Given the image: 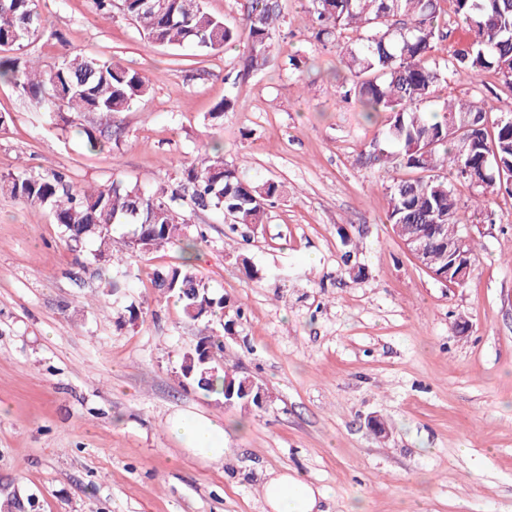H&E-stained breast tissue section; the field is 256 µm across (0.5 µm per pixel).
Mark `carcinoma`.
<instances>
[{"mask_svg":"<svg viewBox=\"0 0 512 512\" xmlns=\"http://www.w3.org/2000/svg\"><path fill=\"white\" fill-rule=\"evenodd\" d=\"M124 14L140 24L147 41L177 50L191 46L203 54L219 51L234 41L237 30L224 18L211 14L204 0H120ZM453 13L468 33L467 48L453 49L450 66L428 63L435 44L451 30L440 21V0H309L308 14L318 39H331L343 29L358 33L340 47L339 55L351 74L340 86L343 99L358 102L365 119L388 114L384 129L370 144L369 159L387 169L418 172L398 177L389 186L387 221L405 241L423 238L430 258L421 268L439 281L454 283L448 271V243L474 259L476 243L463 235L462 209L448 177L438 171L453 163L457 178L481 177L482 196L512 188V116L489 122L487 111L474 103L441 100L438 87L448 78H472L495 70L512 85V0H450ZM245 24L250 46L247 67L264 69L269 49L279 35V11L274 0H249ZM43 27L38 0H0V81L22 97L51 110L96 115L99 123L83 128L85 146L101 152L112 141V115L147 96L149 78L120 66L106 55L63 54L45 69L25 58L24 48ZM180 186L193 206L224 212L231 223L245 227L262 224L266 207L283 193L282 185L266 179L248 183L239 166L224 160L223 149L213 145L205 156L181 171ZM0 193L32 208L49 211L61 228L70 250L84 253L96 246L99 290L128 320L138 319L140 308L124 304L121 289L128 287L132 271L123 255H142L176 247L182 262L154 273L155 288L177 298L187 321L204 324L198 345L185 352L182 377L206 395L224 397L232 388L243 390L250 378L234 366L217 372L200 364L199 345L224 352V336L233 335L244 316L242 307L229 306L197 274L189 251L198 238L187 232L189 219L174 205L177 197L163 187L148 190L121 179L96 188L79 189L63 169L31 174L22 168L0 177ZM456 214L434 235L432 214ZM124 230L120 237L114 231Z\"/></svg>","mask_w":512,"mask_h":512,"instance_id":"carcinoma-1","label":"carcinoma"}]
</instances>
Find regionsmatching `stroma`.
I'll return each instance as SVG.
<instances>
[{
	"label": "stroma",
	"mask_w": 512,
	"mask_h": 512,
	"mask_svg": "<svg viewBox=\"0 0 512 512\" xmlns=\"http://www.w3.org/2000/svg\"><path fill=\"white\" fill-rule=\"evenodd\" d=\"M277 2L281 36L267 67L248 72L246 0H205L238 37L201 55L148 44L93 0H39L27 57L105 54L151 91L117 114L110 149L92 153L82 117L49 121L1 83L12 121L0 127V175L63 168L79 187L166 185L215 143L246 178L285 192L243 233L190 215L199 276L245 310L224 362L263 385L261 409L225 406L182 378L199 328L152 283L178 249L130 253L143 314L124 323L96 294L92 255L76 258L48 212L0 195V512H264L272 471L327 490L323 512H512V193L490 197L466 284L427 275L386 219L391 175L365 160L381 121L335 92L337 46L355 32L321 44L306 0ZM295 53L300 68L283 69ZM229 93L233 107L211 119ZM439 94L512 113V87L492 70L449 78ZM178 415L223 425V459L171 434Z\"/></svg>",
	"instance_id": "35a3bbf8"
}]
</instances>
